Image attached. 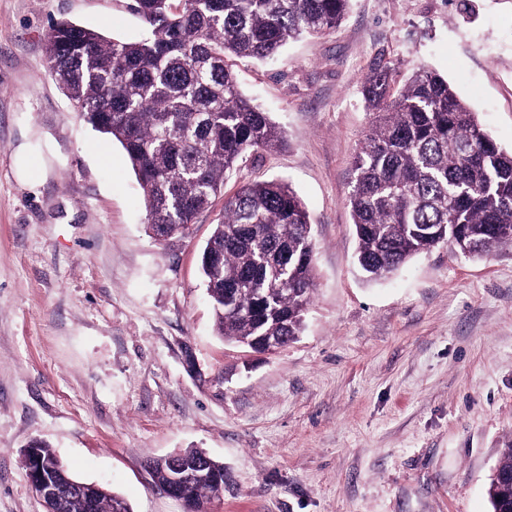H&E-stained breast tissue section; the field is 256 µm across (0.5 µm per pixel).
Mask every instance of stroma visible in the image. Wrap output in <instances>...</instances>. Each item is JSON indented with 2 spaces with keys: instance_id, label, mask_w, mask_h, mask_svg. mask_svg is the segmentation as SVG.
Returning a JSON list of instances; mask_svg holds the SVG:
<instances>
[{
  "instance_id": "1",
  "label": "stroma",
  "mask_w": 512,
  "mask_h": 512,
  "mask_svg": "<svg viewBox=\"0 0 512 512\" xmlns=\"http://www.w3.org/2000/svg\"><path fill=\"white\" fill-rule=\"evenodd\" d=\"M58 21L144 30L133 0H0V512H44L22 457L35 439L131 512H185L147 464L186 448L229 475L217 512H492L512 438V247L438 248L368 283L346 195L379 66L444 76L512 148V0H351L336 30L234 59L286 144L225 194L288 179L316 241L305 328L273 353L215 331L200 253L223 197L187 235L152 237L122 147L48 72ZM22 148L37 187L17 175Z\"/></svg>"
}]
</instances>
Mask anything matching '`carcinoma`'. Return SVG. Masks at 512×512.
Masks as SVG:
<instances>
[{"label":"carcinoma","mask_w":512,"mask_h":512,"mask_svg":"<svg viewBox=\"0 0 512 512\" xmlns=\"http://www.w3.org/2000/svg\"><path fill=\"white\" fill-rule=\"evenodd\" d=\"M350 0H135L145 26L135 41L68 21L46 36L50 76L75 112L125 150L144 194L147 223L172 238L210 209L230 174L284 142L269 113L244 96L228 58L270 59L289 42L336 29ZM390 67L363 80L371 128L355 153L346 196L356 264L368 281L439 247L489 256L512 247V150L501 148L448 80L422 67L399 88ZM209 242L220 266L201 260L216 331L253 347L299 335L315 288L309 214L284 179L250 180L224 196ZM55 477L72 474L39 442ZM224 491V466L188 490ZM93 512L113 495L84 491ZM492 512H512V488L490 481Z\"/></svg>","instance_id":"carcinoma-1"}]
</instances>
